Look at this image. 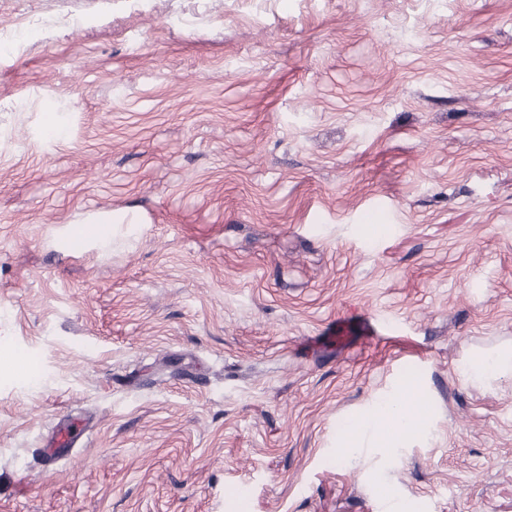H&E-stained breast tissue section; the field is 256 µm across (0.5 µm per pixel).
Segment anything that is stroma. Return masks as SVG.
I'll list each match as a JSON object with an SVG mask.
<instances>
[{"instance_id":"stroma-1","label":"stroma","mask_w":512,"mask_h":512,"mask_svg":"<svg viewBox=\"0 0 512 512\" xmlns=\"http://www.w3.org/2000/svg\"><path fill=\"white\" fill-rule=\"evenodd\" d=\"M48 15L0 52V512H512V376L459 375L512 347V0H0ZM422 419L408 413L401 401H383L365 420L355 422L341 436L340 447L355 448L369 430L374 432L378 447L400 448L404 440L420 430Z\"/></svg>"}]
</instances>
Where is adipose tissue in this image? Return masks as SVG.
<instances>
[{"mask_svg": "<svg viewBox=\"0 0 512 512\" xmlns=\"http://www.w3.org/2000/svg\"><path fill=\"white\" fill-rule=\"evenodd\" d=\"M468 379L482 383L490 379L512 375V352H487L472 356L462 368ZM421 417L408 413L404 403L384 401L377 405L367 419L355 422L340 439L344 448L356 447L366 432H374L382 448L401 447L404 440L420 430Z\"/></svg>", "mask_w": 512, "mask_h": 512, "instance_id": "1", "label": "adipose tissue"}]
</instances>
